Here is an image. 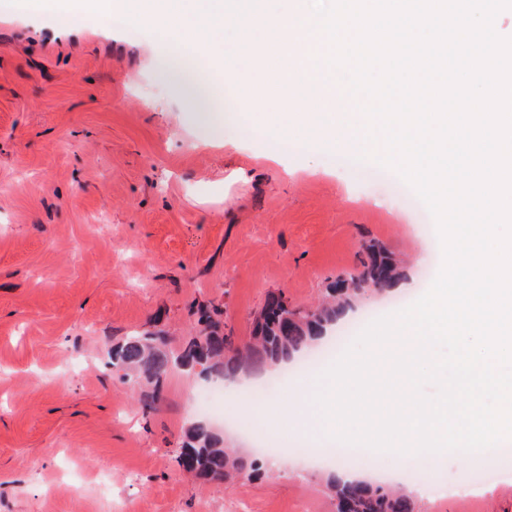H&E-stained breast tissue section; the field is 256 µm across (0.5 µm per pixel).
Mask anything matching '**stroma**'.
<instances>
[{
	"mask_svg": "<svg viewBox=\"0 0 512 512\" xmlns=\"http://www.w3.org/2000/svg\"><path fill=\"white\" fill-rule=\"evenodd\" d=\"M159 41L0 0V512H332L328 463L299 452L256 481L184 475L203 380L171 370L147 413L109 352L143 330L179 349L203 305L245 343L269 294L311 308L371 242L416 286L353 310L394 314L438 273L409 264L438 245L434 219L395 171L340 166L313 121L283 134L238 112L220 69L216 113L190 110L152 61ZM489 462L479 495L417 512H512Z\"/></svg>",
	"mask_w": 512,
	"mask_h": 512,
	"instance_id": "obj_1",
	"label": "stroma"
}]
</instances>
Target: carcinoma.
Returning a JSON list of instances; mask_svg holds the SVG:
<instances>
[{
    "label": "carcinoma",
    "instance_id": "obj_1",
    "mask_svg": "<svg viewBox=\"0 0 512 512\" xmlns=\"http://www.w3.org/2000/svg\"><path fill=\"white\" fill-rule=\"evenodd\" d=\"M402 277L396 259L383 248L370 246L358 273L336 282L311 313L292 309L282 295L270 294L255 320L252 340L242 347L203 313L198 319L199 334L178 353L168 352L149 332H132L112 347V366L130 379L148 383L160 381L174 365L197 369L206 379L217 376L233 380L241 374L267 372L318 340L325 327L365 292V283H376L384 292L395 288ZM187 439L178 461H187L198 477L221 475L255 481L265 474L264 463L246 460L224 447L219 431L204 420L188 428ZM328 485L335 512H415L413 500L395 489L369 483L330 481Z\"/></svg>",
    "mask_w": 512,
    "mask_h": 512
}]
</instances>
